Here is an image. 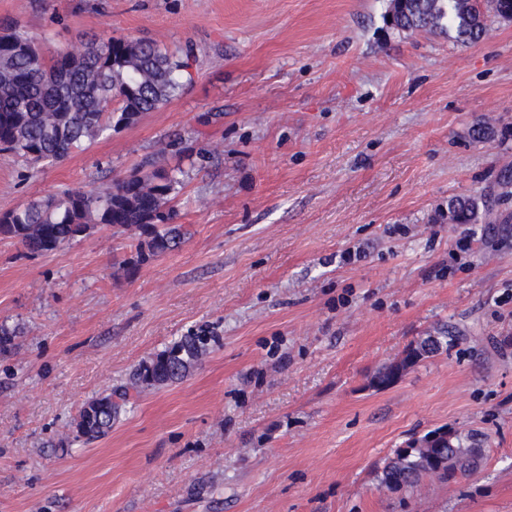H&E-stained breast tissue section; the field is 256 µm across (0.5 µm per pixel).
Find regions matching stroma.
Segmentation results:
<instances>
[{
  "instance_id": "1",
  "label": "stroma",
  "mask_w": 512,
  "mask_h": 512,
  "mask_svg": "<svg viewBox=\"0 0 512 512\" xmlns=\"http://www.w3.org/2000/svg\"><path fill=\"white\" fill-rule=\"evenodd\" d=\"M386 0H0L46 54L91 34L191 51L161 110L51 166L0 153V212L105 189L146 158L181 168L177 249L134 273L136 228L24 256L0 240V512H512V239L448 221L494 190L512 138V21L461 46L399 33ZM469 236L466 263L454 259ZM464 341L378 390L411 344ZM216 336L184 380L99 440L91 398L181 336ZM484 437L481 469L379 488L411 438ZM65 446H58V439Z\"/></svg>"
}]
</instances>
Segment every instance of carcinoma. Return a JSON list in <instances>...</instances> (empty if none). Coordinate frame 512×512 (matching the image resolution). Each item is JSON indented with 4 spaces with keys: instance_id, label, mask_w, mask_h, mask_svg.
I'll return each mask as SVG.
<instances>
[{
    "instance_id": "cac0c4a2",
    "label": "carcinoma",
    "mask_w": 512,
    "mask_h": 512,
    "mask_svg": "<svg viewBox=\"0 0 512 512\" xmlns=\"http://www.w3.org/2000/svg\"><path fill=\"white\" fill-rule=\"evenodd\" d=\"M512 20V0H389L384 18L399 32H428L470 45L484 37L488 18ZM188 59L154 41L132 37L91 39L74 57L59 51L45 57L40 46L14 24H0V151L34 163L53 164L112 131L155 112L182 90ZM467 136L480 144L498 136L478 122ZM183 172L167 171L155 160L113 181L102 192L68 190L58 196L0 212V239L21 244L32 256L56 251L83 238L99 224L118 229L136 227L144 239L123 261L126 273L153 256L177 247L182 226L172 223V201L183 186ZM495 195L480 193L448 200V223L486 224L493 234L508 233L512 214H495L512 193V168L503 169ZM19 329L0 325V354L11 352ZM459 340L441 331L410 347L405 356L378 370L374 378L392 385L394 372L404 374L420 360ZM214 337L204 332L181 337L142 363L125 384L85 404L75 428L77 436L94 440L112 430L114 420L133 397L148 388L186 378L209 353ZM441 448L425 447L426 437L407 442L379 471V485L410 491L423 477L450 482L477 472L485 449L472 432H448Z\"/></svg>"
}]
</instances>
